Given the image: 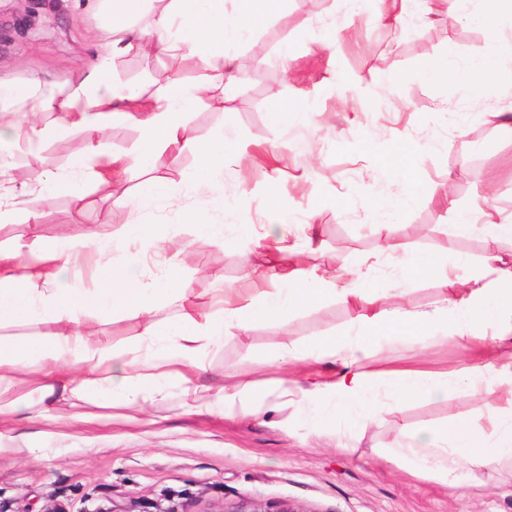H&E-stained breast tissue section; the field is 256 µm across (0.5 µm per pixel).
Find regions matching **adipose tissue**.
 I'll return each instance as SVG.
<instances>
[{
  "mask_svg": "<svg viewBox=\"0 0 512 512\" xmlns=\"http://www.w3.org/2000/svg\"><path fill=\"white\" fill-rule=\"evenodd\" d=\"M473 2L470 20L491 39L505 38V26L512 24V0ZM146 3L88 0L87 9L106 14L110 37L104 53L88 64L84 80L64 99L0 84V143L26 147L35 179L44 177L36 161L46 140L73 128L84 134V154L72 160L67 175L54 179L56 187L70 191L76 211L84 209L79 187L84 178H135L140 186L123 201L133 219L113 235L112 261L100 267L95 287L82 288L75 282L78 256L97 245L88 227L62 241L37 242L26 251L0 249V329L45 321L60 326L52 334L0 336V391L22 384L30 366L36 365L44 371L41 390L51 401L69 396L89 403L108 388L122 404L134 405L154 400L175 384L186 412L258 416L292 397L311 423L342 434L375 423L383 406L375 382L384 376L394 404L422 395L444 398L452 390L473 391L484 404L486 418L480 424L459 417L444 426L406 432L403 444L388 449V463L451 488L475 471L512 463V353L496 361L476 354L445 379L415 368L383 370L378 357L383 341L396 346L437 338L475 352L490 342L512 343V260L498 251L504 238H512V214L488 207L468 212L466 219L454 224L453 236L476 234L485 244L480 267L464 278V262L449 265L434 254L407 250L397 224L408 210V199L381 201L370 195L367 207L380 215L377 253L332 270L316 262L321 242L313 224H303L301 236L292 235L288 191L268 177L255 200L274 218L261 235L272 264L248 265V277L260 284L255 293L245 295L227 285L218 290L217 312L201 310L190 298L180 265L167 254L166 226L144 223L143 217L171 196L167 181L157 174L168 151L192 148L195 185L214 192L224 186L227 164L246 157V145L231 131L189 141L184 115L204 98L227 101V88L238 72L228 47L265 28L283 11L286 0H234L230 12L224 0H162L151 9L152 25L141 28L136 20L148 10ZM131 51L146 56L159 52L174 63L192 56L215 79L200 86L173 82L150 92L115 88L112 57ZM419 68L471 96L481 95L490 82L512 88V59L496 54L462 63L449 53L423 59ZM47 112L61 113L62 118L55 124L37 122V115ZM131 118L140 131L134 152L112 153L106 141L108 127L114 120ZM386 263L397 268L404 284L438 281L441 296L425 308L391 309L379 297L362 300L353 281L374 277ZM158 264L163 267L159 274L154 271ZM331 298L355 307L352 324L337 334L282 344L276 364L283 374L264 397L256 395L249 366L231 369V386L220 387L207 398L200 396L202 356L223 342L227 329L245 333L255 323L316 308ZM169 300L178 301V314L158 318L159 306ZM118 316L141 328L119 353L95 338L96 325ZM299 363L325 365L336 375L304 388L286 372Z\"/></svg>",
  "mask_w": 512,
  "mask_h": 512,
  "instance_id": "1",
  "label": "adipose tissue"
}]
</instances>
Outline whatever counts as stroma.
<instances>
[{
    "label": "stroma",
    "mask_w": 512,
    "mask_h": 512,
    "mask_svg": "<svg viewBox=\"0 0 512 512\" xmlns=\"http://www.w3.org/2000/svg\"><path fill=\"white\" fill-rule=\"evenodd\" d=\"M431 5L432 21H412L397 36L370 9L352 11L348 0H288L284 14L237 48L250 75L237 84L229 103L206 99L189 112L186 135L206 139L235 128L249 154L262 160L264 172L246 163L228 164L226 203L213 206L207 192L192 185L196 161L191 151L167 153L162 169L176 193L160 218L200 308L212 309L221 283L248 294L255 282L245 276L239 250L197 241L185 213L201 211L230 233L249 225L252 262L266 263L258 244L266 216L235 205L256 195L265 173L285 184L294 216L312 214L322 242L320 260L335 266L355 255L374 254L380 244L375 219L361 196L366 188L385 199L405 194L413 182L434 184L460 206L486 200L512 213V137L500 131L493 116L501 105V89L491 84L480 97H467L418 67L420 60L450 49L466 61L501 52L503 46L466 19L448 21L443 0ZM102 26L93 12L75 8L74 0H0V81L68 92L86 76V62L105 42ZM287 43L295 59L286 73L279 52ZM170 76L185 85L211 78L191 56L174 71L162 56L146 59L130 52L113 58V80L119 86L148 88ZM288 99L303 102L313 113L311 120L273 125L271 112ZM396 141L424 148L411 172L387 173L375 163V150ZM85 146L76 131L53 139L40 152V166L58 174ZM136 189L133 182H89L86 207L79 213L68 193L26 181L0 195V207L13 212L0 222V247H26L36 236L56 241L87 224L100 247L80 262L76 282L93 287L97 269L112 260L113 233L129 220L127 209L112 199ZM32 194L41 198L42 218L35 229L22 213L24 199ZM456 221L447 208L416 202L402 237L411 250H429L445 261L464 257L480 263L482 239L448 236ZM438 292L430 281L403 287L396 271L386 267L365 295L387 296L394 307L422 308ZM353 315V307L329 300L256 323L245 335L229 331L223 345L204 353L207 370L200 383L219 386L229 367L255 363V380L271 385L280 372L266 361L282 343L341 332ZM467 357L456 343H424L398 349L392 364L446 377ZM41 380L35 374L0 393V431L9 434L0 451V512H44L53 503L64 512H97L110 504L119 512H232L252 503L271 512L284 504L299 512H512L510 466L478 472L451 490L378 456L396 446L405 429L430 427L452 416L480 419L479 399L463 392L385 407L375 424L343 445L293 403L257 418L182 413L175 385L162 400L136 406L120 405L104 394L97 404L84 405L88 421L51 434L35 416L42 405Z\"/></svg>",
    "instance_id": "obj_1"
}]
</instances>
